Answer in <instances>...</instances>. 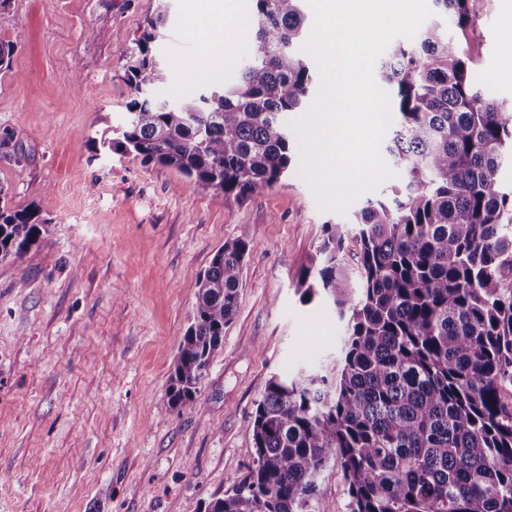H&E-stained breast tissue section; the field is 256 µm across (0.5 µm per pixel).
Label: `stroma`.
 <instances>
[{
    "label": "stroma",
    "mask_w": 512,
    "mask_h": 512,
    "mask_svg": "<svg viewBox=\"0 0 512 512\" xmlns=\"http://www.w3.org/2000/svg\"><path fill=\"white\" fill-rule=\"evenodd\" d=\"M224 69L195 73L205 34L186 16L203 0H168L155 53L170 102L232 83L237 27L249 0H223ZM157 0H0V133L22 167L0 161L8 204L37 206L49 225L25 257L0 262V512H200L253 461L244 427L271 376L329 370L345 329L329 306L302 304L301 271L326 222L297 166L272 189L225 198L176 170L96 151L124 125L134 93L126 56ZM472 70L512 105V0H473ZM80 68L85 92L71 89ZM248 230L236 314L180 415L169 385L195 296L191 280Z\"/></svg>",
    "instance_id": "35a3bbf8"
}]
</instances>
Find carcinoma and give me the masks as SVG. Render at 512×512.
<instances>
[{
	"mask_svg": "<svg viewBox=\"0 0 512 512\" xmlns=\"http://www.w3.org/2000/svg\"><path fill=\"white\" fill-rule=\"evenodd\" d=\"M155 18L127 56L135 97L107 152L171 167L237 201L271 189L294 148L285 117L313 76L296 53L301 0H250L252 40L234 83L176 104L154 97L165 73L151 53ZM433 21L379 59L401 116L386 147L402 173L388 200L326 224L300 301L328 297L346 326L336 375L270 378L245 434L247 475L204 512H320L331 461L349 512H512V107L475 83L466 44L471 0H434ZM48 232L36 206H0V261L23 260ZM247 231L191 281L196 304L170 377L171 407L198 405V384L237 309Z\"/></svg>",
	"mask_w": 512,
	"mask_h": 512,
	"instance_id": "cac0c4a2",
	"label": "carcinoma"
}]
</instances>
